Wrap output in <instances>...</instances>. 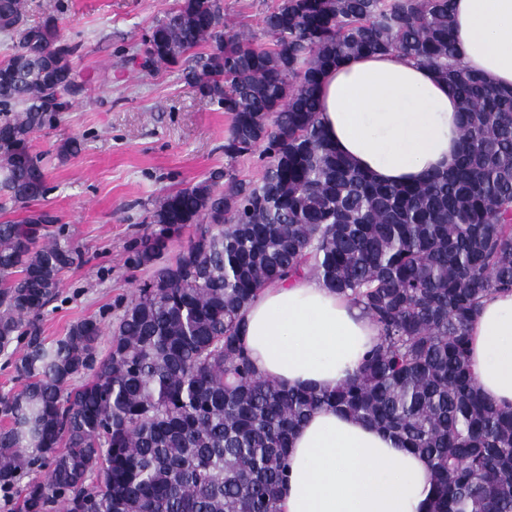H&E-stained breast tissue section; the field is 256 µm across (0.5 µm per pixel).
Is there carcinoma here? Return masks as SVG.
<instances>
[{
  "label": "carcinoma",
  "mask_w": 512,
  "mask_h": 512,
  "mask_svg": "<svg viewBox=\"0 0 512 512\" xmlns=\"http://www.w3.org/2000/svg\"><path fill=\"white\" fill-rule=\"evenodd\" d=\"M0 0V352L17 342L19 389L0 394L4 512H280L294 431L327 405L395 433L430 465L429 512H512V408L486 399L469 333L482 300L512 289V90L456 56L453 0H275L260 42L224 0H175L126 63L181 69L229 116L224 157L261 150L155 199L132 263L151 270L111 325L89 316L53 340L40 317L82 252L45 210L34 132L83 85L54 21L22 26ZM206 51H200V48ZM397 52L432 67L459 102L456 166L418 185L374 181L323 133L319 85L341 60ZM196 235L164 257L171 237ZM312 277L360 307L378 343L336 387L286 389L244 346L262 289ZM264 164L265 161L261 159L260 150H257L249 156L239 158L233 166L239 178L257 180L263 173Z\"/></svg>",
  "instance_id": "1"
}]
</instances>
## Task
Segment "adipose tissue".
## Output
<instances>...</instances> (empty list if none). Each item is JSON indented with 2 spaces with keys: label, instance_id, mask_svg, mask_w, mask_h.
Returning <instances> with one entry per match:
<instances>
[{
  "label": "adipose tissue",
  "instance_id": "ef3b65f1",
  "mask_svg": "<svg viewBox=\"0 0 512 512\" xmlns=\"http://www.w3.org/2000/svg\"><path fill=\"white\" fill-rule=\"evenodd\" d=\"M458 59L494 88L512 89V0H454ZM320 122L336 151L384 183L414 185L452 169L462 148L459 105L426 65L398 53L328 70ZM244 342L258 372L288 389H333L379 336L374 322L321 282L267 287L245 311ZM470 363L482 393L512 407V292L484 302ZM281 512H427V461L391 433L331 407L295 431Z\"/></svg>",
  "mask_w": 512,
  "mask_h": 512
}]
</instances>
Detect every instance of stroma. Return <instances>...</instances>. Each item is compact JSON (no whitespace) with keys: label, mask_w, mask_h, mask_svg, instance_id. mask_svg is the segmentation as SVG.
<instances>
[{"label":"stroma","mask_w":512,"mask_h":512,"mask_svg":"<svg viewBox=\"0 0 512 512\" xmlns=\"http://www.w3.org/2000/svg\"><path fill=\"white\" fill-rule=\"evenodd\" d=\"M174 2H27L25 25L55 20L77 44L73 63L86 78L72 106L31 140L47 170V192L34 206L55 215L84 254L63 273L60 294L41 317L48 338L91 315L111 324L149 275L131 258L154 199L229 165V118L217 103L186 85L177 69L145 72L125 62ZM73 139L79 153L60 160L58 148Z\"/></svg>","instance_id":"1"}]
</instances>
